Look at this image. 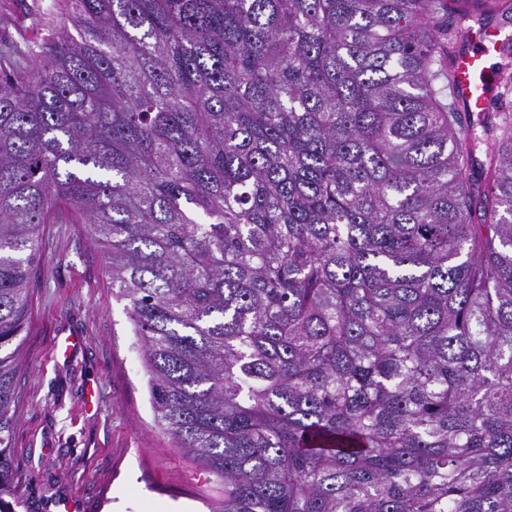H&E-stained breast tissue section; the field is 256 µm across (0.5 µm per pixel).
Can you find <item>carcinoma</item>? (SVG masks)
Listing matches in <instances>:
<instances>
[{
  "instance_id": "1",
  "label": "carcinoma",
  "mask_w": 512,
  "mask_h": 512,
  "mask_svg": "<svg viewBox=\"0 0 512 512\" xmlns=\"http://www.w3.org/2000/svg\"><path fill=\"white\" fill-rule=\"evenodd\" d=\"M467 2L63 0L0 73V512L43 224L209 512H512V114L434 87Z\"/></svg>"
}]
</instances>
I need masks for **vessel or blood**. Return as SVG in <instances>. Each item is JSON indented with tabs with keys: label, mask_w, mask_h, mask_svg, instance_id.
Wrapping results in <instances>:
<instances>
[{
	"label": "vessel or blood",
	"mask_w": 512,
	"mask_h": 512,
	"mask_svg": "<svg viewBox=\"0 0 512 512\" xmlns=\"http://www.w3.org/2000/svg\"><path fill=\"white\" fill-rule=\"evenodd\" d=\"M490 36L482 29H470L468 46L452 61L453 79L448 89L454 106L471 114L494 109L500 78L487 64Z\"/></svg>",
	"instance_id": "1"
}]
</instances>
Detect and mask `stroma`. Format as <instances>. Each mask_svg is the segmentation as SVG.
<instances>
[{
    "label": "stroma",
    "mask_w": 512,
    "mask_h": 512,
    "mask_svg": "<svg viewBox=\"0 0 512 512\" xmlns=\"http://www.w3.org/2000/svg\"><path fill=\"white\" fill-rule=\"evenodd\" d=\"M60 0H0V68H27ZM11 459L17 512H207L194 463L157 428L143 355L82 224H46Z\"/></svg>",
    "instance_id": "1"
}]
</instances>
